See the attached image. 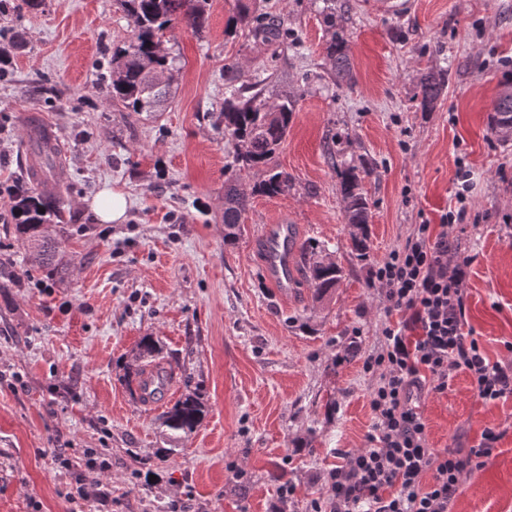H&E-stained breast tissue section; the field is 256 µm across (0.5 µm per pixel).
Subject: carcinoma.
<instances>
[{
    "label": "carcinoma",
    "mask_w": 512,
    "mask_h": 512,
    "mask_svg": "<svg viewBox=\"0 0 512 512\" xmlns=\"http://www.w3.org/2000/svg\"><path fill=\"white\" fill-rule=\"evenodd\" d=\"M206 0H117L134 37L130 43L113 51L112 103L128 112H155L171 86L174 58L162 46L164 31L174 21L180 20L197 33L205 24ZM324 23L331 32L326 55L333 61L334 78L340 85L351 81V63L346 40L336 32V6H328L323 13ZM237 22L251 28L254 36L270 43L284 40L283 29L274 16L257 19L245 5L240 6ZM447 74L439 71L425 75L419 86L422 108L428 110L440 98ZM224 132L237 142L236 161L239 170H252L267 166L288 133L295 112V102L285 98L276 104L266 99L260 83L240 86L236 79L225 82ZM487 129L502 142L512 139V71L503 74L500 90L488 116ZM361 177L354 167L342 171V193L345 199V220L355 232L351 246L360 255L367 250V224L370 207L361 188ZM292 187L291 178L283 171H269L267 178L254 187V192L269 197L282 195ZM16 228L23 242L37 251L40 263L49 267L58 260L62 240L52 234L50 225L62 217L61 203L57 196L49 195L24 182L16 188ZM249 208L248 195L229 180L224 185V238L232 242L242 231L243 216ZM311 251L308 262V281L314 300L323 302L331 298L342 280V268L334 261L316 256V247H302ZM159 341L152 336L143 337L138 345L137 365L128 372V383L140 374L138 361L161 354ZM205 416L203 398L195 391H188L158 420L168 431L170 441L180 434L196 428Z\"/></svg>",
    "instance_id": "cac0c4a2"
}]
</instances>
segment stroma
Returning <instances> with one entry per match:
<instances>
[{"label": "stroma", "mask_w": 512, "mask_h": 512, "mask_svg": "<svg viewBox=\"0 0 512 512\" xmlns=\"http://www.w3.org/2000/svg\"><path fill=\"white\" fill-rule=\"evenodd\" d=\"M276 15L288 34L268 43L233 26L240 5ZM324 0H207L201 33L167 29L175 60L159 112L119 111L108 61L132 31L115 0H43L0 14V512H69L62 448L97 449L93 512H309L340 453L366 447L371 375L363 364L386 323L376 265L419 224L440 232L455 207L456 171L473 183L452 229L471 256L466 326L493 361L512 360V142L487 131L499 80L512 68V0H336L353 67L334 82ZM447 70L432 110L422 77ZM261 82L296 112L273 168L293 187L252 193L265 170L239 171L218 115L224 81ZM62 137L56 175L66 237L64 269L42 267L18 239L12 188L27 150L24 116ZM366 168L368 251L350 248L340 164ZM250 191L244 230L224 241V182ZM127 197L123 223H99L88 202ZM287 219L298 243L326 246L343 269L331 301L316 304L304 277L281 295L262 270V225ZM160 340L175 373L168 397L201 393L199 427L169 442L158 410L125 384L142 337ZM431 447L498 450L468 476L453 512H512V399L487 403L458 374L422 401Z\"/></svg>", "instance_id": "1"}]
</instances>
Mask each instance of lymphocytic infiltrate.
I'll list each match as a JSON object with an SVG mask.
<instances>
[{"label":"lymphocytic infiltrate","mask_w":512,"mask_h":512,"mask_svg":"<svg viewBox=\"0 0 512 512\" xmlns=\"http://www.w3.org/2000/svg\"><path fill=\"white\" fill-rule=\"evenodd\" d=\"M447 233L421 224L378 263L386 324L364 363L373 376L369 445L328 473V488L311 512H452L463 475L479 470L503 434L489 428L477 446L431 448L421 398L447 391L467 374L480 399L512 398V362L490 361L466 331L469 259H450Z\"/></svg>","instance_id":"obj_1"}]
</instances>
